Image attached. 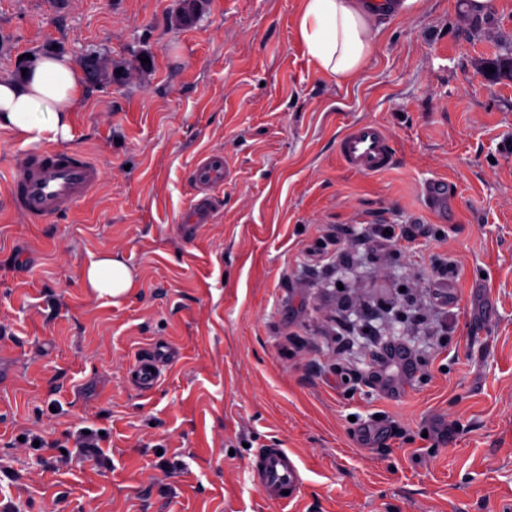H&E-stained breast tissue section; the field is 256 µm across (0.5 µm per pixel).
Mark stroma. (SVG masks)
<instances>
[{
	"mask_svg": "<svg viewBox=\"0 0 512 512\" xmlns=\"http://www.w3.org/2000/svg\"><path fill=\"white\" fill-rule=\"evenodd\" d=\"M303 0H0V75L98 51L71 147L103 178L33 223L5 202L32 154L0 130V512H499L512 500V0H422L386 22L356 78L318 76ZM149 56L142 66L141 56ZM376 122L390 171L347 170L336 141ZM224 156L211 221L188 223L207 153ZM448 179V221L422 185ZM421 224L399 251L311 262L324 229ZM121 253L138 286L95 298L81 270ZM453 260L448 280L424 266ZM418 307H411V298ZM443 326L414 325L416 309ZM370 319L371 331L357 330ZM406 347L387 383L372 355ZM164 353L148 390L137 359ZM99 432L104 464L74 435ZM29 433L45 448L23 444ZM284 448L304 484L282 508L248 464ZM67 454L68 466H46Z\"/></svg>",
	"mask_w": 512,
	"mask_h": 512,
	"instance_id": "obj_1",
	"label": "stroma"
}]
</instances>
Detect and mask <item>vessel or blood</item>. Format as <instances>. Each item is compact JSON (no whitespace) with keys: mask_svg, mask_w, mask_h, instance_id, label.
<instances>
[{"mask_svg":"<svg viewBox=\"0 0 512 512\" xmlns=\"http://www.w3.org/2000/svg\"><path fill=\"white\" fill-rule=\"evenodd\" d=\"M337 156L350 171L376 175L396 163L388 131L375 122L347 129L336 142ZM193 176L205 194L194 203L198 223L213 209L212 190L224 180L223 156L209 153L197 162ZM101 168L74 148H48L21 163L7 186L10 207L29 218L45 220L67 212L99 185ZM429 210L439 219L448 215V184L433 179L421 188ZM252 482L264 499L288 505L303 485L295 457L283 448H263L249 464Z\"/></svg>","mask_w":512,"mask_h":512,"instance_id":"obj_1","label":"vessel or blood"}]
</instances>
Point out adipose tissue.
Masks as SVG:
<instances>
[{"instance_id":"ef3b65f1","label":"adipose tissue","mask_w":512,"mask_h":512,"mask_svg":"<svg viewBox=\"0 0 512 512\" xmlns=\"http://www.w3.org/2000/svg\"><path fill=\"white\" fill-rule=\"evenodd\" d=\"M417 2L389 0L376 9L366 0H303L298 36L320 76L349 81L372 53L385 20L407 13ZM85 92L82 72L70 57H40L25 75L0 78V130L27 145L70 139ZM82 283L99 298H119L137 286L126 262L108 251L83 268Z\"/></svg>"}]
</instances>
